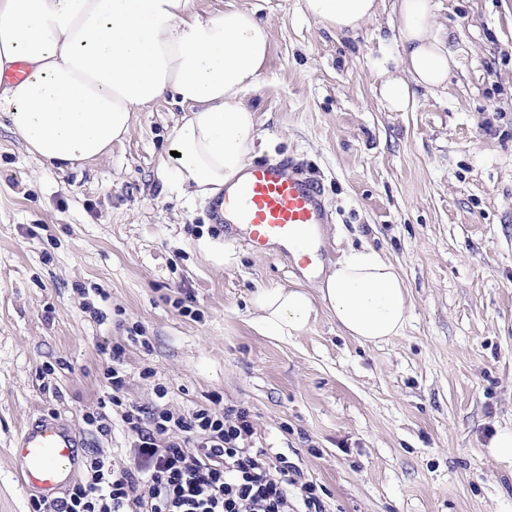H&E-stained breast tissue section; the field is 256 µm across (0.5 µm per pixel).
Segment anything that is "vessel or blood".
<instances>
[{
  "mask_svg": "<svg viewBox=\"0 0 512 512\" xmlns=\"http://www.w3.org/2000/svg\"><path fill=\"white\" fill-rule=\"evenodd\" d=\"M213 213L226 237L243 238L260 253L288 256L302 268L310 263L320 225L331 221L318 182L307 178L293 157L252 164L239 184L225 187ZM76 448L67 425L47 420L32 424L13 448L23 484L54 501L69 480Z\"/></svg>",
  "mask_w": 512,
  "mask_h": 512,
  "instance_id": "1",
  "label": "vessel or blood"
}]
</instances>
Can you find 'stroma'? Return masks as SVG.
Returning <instances> with one entry per match:
<instances>
[{"label": "stroma", "mask_w": 512, "mask_h": 512, "mask_svg": "<svg viewBox=\"0 0 512 512\" xmlns=\"http://www.w3.org/2000/svg\"><path fill=\"white\" fill-rule=\"evenodd\" d=\"M235 2L271 34L247 95L251 159L294 155L320 183L324 265L369 246L400 267L405 329L362 343L323 309L297 336L264 335L252 293L316 279L225 240L205 202L164 190L179 105L136 113L107 158L64 169L1 115L0 512L34 510L12 448L35 419L76 433L72 483L90 457L140 459L120 427L84 422L107 396L116 343L128 402L154 406L163 384L176 413L246 408L254 447L287 458L327 512H512V469L488 451L512 428V0H431L456 64L404 112L375 82L403 53L396 0L349 35L302 0Z\"/></svg>", "instance_id": "35a3bbf8"}]
</instances>
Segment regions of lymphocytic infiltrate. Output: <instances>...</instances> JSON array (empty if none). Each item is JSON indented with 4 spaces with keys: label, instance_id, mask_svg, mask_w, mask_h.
<instances>
[{
    "label": "lymphocytic infiltrate",
    "instance_id": "f902f5d3",
    "mask_svg": "<svg viewBox=\"0 0 512 512\" xmlns=\"http://www.w3.org/2000/svg\"><path fill=\"white\" fill-rule=\"evenodd\" d=\"M124 349L116 344L106 370L128 436L144 461L120 467L91 457L88 476L65 497L35 504L36 512H326L312 483L294 478L286 459L252 445L254 425L243 408L202 406L185 414L157 404H125Z\"/></svg>",
    "mask_w": 512,
    "mask_h": 512
}]
</instances>
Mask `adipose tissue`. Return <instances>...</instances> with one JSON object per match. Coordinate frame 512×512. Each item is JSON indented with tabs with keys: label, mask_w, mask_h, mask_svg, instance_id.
<instances>
[{
	"label": "adipose tissue",
	"mask_w": 512,
	"mask_h": 512,
	"mask_svg": "<svg viewBox=\"0 0 512 512\" xmlns=\"http://www.w3.org/2000/svg\"><path fill=\"white\" fill-rule=\"evenodd\" d=\"M404 55L379 67L380 94L406 111L416 88L443 86L455 63L434 31L431 0H397ZM325 28L349 34L378 15L380 0H303ZM270 28L228 0H0V73L30 74L0 90V113L27 151L49 165L97 161L125 139L135 112L172 99L183 115L161 160L164 188L189 200L218 198L248 166L258 122L246 96L270 52ZM251 304L269 336L299 335L325 307L347 336L384 343L401 335L409 305L397 266L362 248L343 253L315 289L262 288Z\"/></svg>",
	"instance_id": "1"
}]
</instances>
